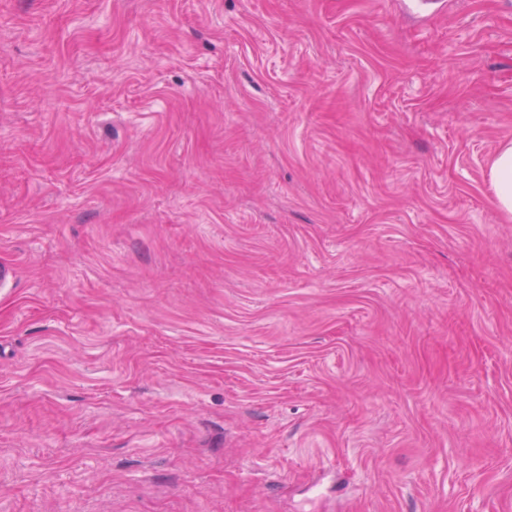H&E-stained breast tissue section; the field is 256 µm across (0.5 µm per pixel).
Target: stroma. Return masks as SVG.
Listing matches in <instances>:
<instances>
[{"label": "stroma", "mask_w": 512, "mask_h": 512, "mask_svg": "<svg viewBox=\"0 0 512 512\" xmlns=\"http://www.w3.org/2000/svg\"><path fill=\"white\" fill-rule=\"evenodd\" d=\"M512 0H0V512H512ZM488 178L496 208L512 218V141L502 143L495 151Z\"/></svg>", "instance_id": "obj_1"}]
</instances>
